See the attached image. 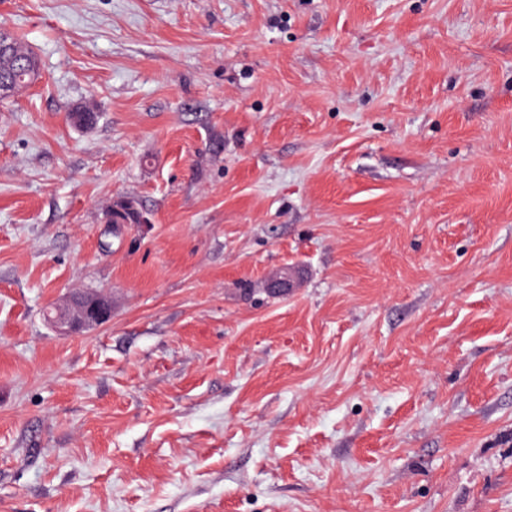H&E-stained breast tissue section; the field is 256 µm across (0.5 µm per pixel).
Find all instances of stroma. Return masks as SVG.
<instances>
[{
	"instance_id": "35a3bbf8",
	"label": "stroma",
	"mask_w": 512,
	"mask_h": 512,
	"mask_svg": "<svg viewBox=\"0 0 512 512\" xmlns=\"http://www.w3.org/2000/svg\"><path fill=\"white\" fill-rule=\"evenodd\" d=\"M0 26V512H512V0ZM7 40L10 43L9 55L1 52V50L6 49L7 44L4 43L2 45L0 39V76L2 77L13 72L19 62L29 64V69L26 73L21 72V70L14 72L13 77L16 79L15 85H1V103L14 97L23 89L33 85L40 76V61L38 55L32 48L9 30H7ZM112 305L104 297L84 293L70 297L48 314L52 327L65 335H79L110 320Z\"/></svg>"
}]
</instances>
